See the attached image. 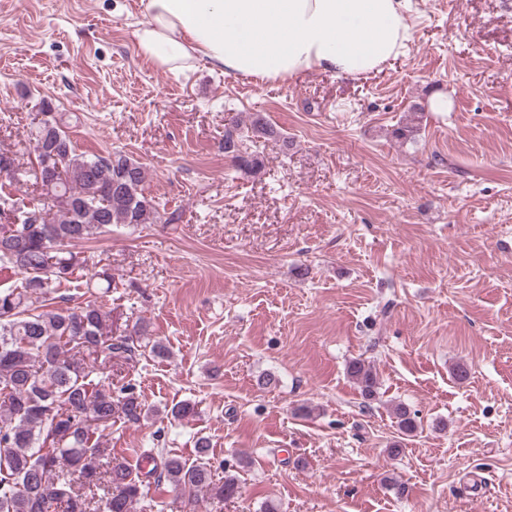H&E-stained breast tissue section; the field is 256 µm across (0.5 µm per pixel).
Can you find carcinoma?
<instances>
[{"instance_id": "obj_1", "label": "carcinoma", "mask_w": 512, "mask_h": 512, "mask_svg": "<svg viewBox=\"0 0 512 512\" xmlns=\"http://www.w3.org/2000/svg\"><path fill=\"white\" fill-rule=\"evenodd\" d=\"M35 131L37 157L55 155L63 168L40 187L53 210L32 207L15 215L13 199L0 196V273L19 276L0 288V512H134L150 482L167 480L189 501L199 495L222 500L238 489L218 476L209 440L195 442V460L164 452L155 443L139 449L154 466L143 472L112 461L104 431L124 420L138 423L145 408L134 385H116L105 375L106 360L133 361L149 335L145 320L112 335L110 313L94 302L76 308L56 301L59 286L89 260L75 244L112 232L122 224H175L161 219L144 189L145 166L120 152L87 156L76 151L63 118L46 105ZM236 129L224 133V152L243 169L255 159L238 152ZM361 394L375 395L377 378L361 359L346 365ZM395 415L406 433L418 429L401 405Z\"/></svg>"}]
</instances>
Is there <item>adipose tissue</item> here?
<instances>
[{"instance_id":"ef3b65f1","label":"adipose tissue","mask_w":512,"mask_h":512,"mask_svg":"<svg viewBox=\"0 0 512 512\" xmlns=\"http://www.w3.org/2000/svg\"><path fill=\"white\" fill-rule=\"evenodd\" d=\"M406 0H145L138 52L178 70L198 60L237 77L315 69L377 72L411 38Z\"/></svg>"}]
</instances>
